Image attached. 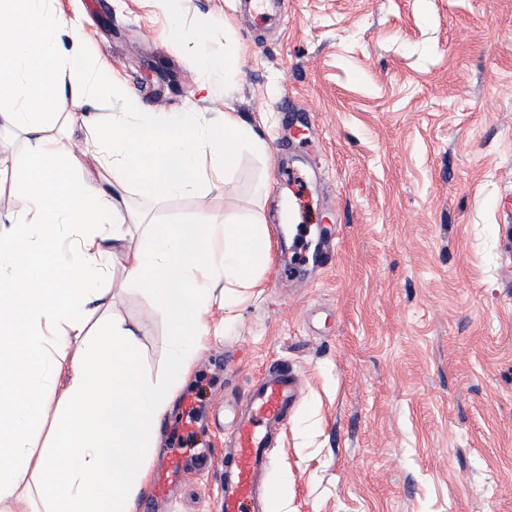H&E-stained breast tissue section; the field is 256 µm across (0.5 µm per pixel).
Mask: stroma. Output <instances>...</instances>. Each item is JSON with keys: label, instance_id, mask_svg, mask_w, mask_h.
Listing matches in <instances>:
<instances>
[{"label": "stroma", "instance_id": "35a3bbf8", "mask_svg": "<svg viewBox=\"0 0 512 512\" xmlns=\"http://www.w3.org/2000/svg\"><path fill=\"white\" fill-rule=\"evenodd\" d=\"M189 7L176 43L150 0H52L145 106L228 107L267 145L242 154L223 197L154 210L163 222L204 204L260 212L272 241L259 286L213 303L208 347L161 422L154 464L185 461L163 512H217L219 477L198 455L223 456L277 360L299 373L301 397L272 452L268 512H512V0ZM201 29L208 54L248 48L209 103L193 94ZM323 229L334 264L275 287ZM113 277L112 313L140 328L139 375L166 378V317Z\"/></svg>", "mask_w": 512, "mask_h": 512}]
</instances>
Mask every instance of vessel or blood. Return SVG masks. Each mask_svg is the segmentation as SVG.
Here are the masks:
<instances>
[{"label": "vessel or blood", "mask_w": 512, "mask_h": 512, "mask_svg": "<svg viewBox=\"0 0 512 512\" xmlns=\"http://www.w3.org/2000/svg\"><path fill=\"white\" fill-rule=\"evenodd\" d=\"M300 399V383L288 365L275 364L265 370L253 386L247 408L241 412L230 434V451L216 461L221 480L219 512H266L272 494L266 483L278 426ZM181 460H171L156 481L154 492L140 505V512H153L168 487L179 481Z\"/></svg>", "instance_id": "vessel-or-blood-1"}]
</instances>
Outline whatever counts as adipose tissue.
Listing matches in <instances>:
<instances>
[{
  "mask_svg": "<svg viewBox=\"0 0 512 512\" xmlns=\"http://www.w3.org/2000/svg\"><path fill=\"white\" fill-rule=\"evenodd\" d=\"M61 98L84 136L78 155L69 138L45 135ZM3 102L0 126L25 144L23 207L0 214V512H131L174 382L206 344L216 291L256 287L271 240L261 216L234 221L204 206L189 221L162 222L132 208L127 193L158 205L223 191L240 153L265 144L234 112L145 108L96 65L51 0H0ZM202 156L217 181H204ZM135 226L141 242L131 250ZM112 264L168 319L166 381L138 376V329L108 313ZM41 430L47 449L35 457Z\"/></svg>",
  "mask_w": 512,
  "mask_h": 512,
  "instance_id": "adipose-tissue-1",
  "label": "adipose tissue"
}]
</instances>
